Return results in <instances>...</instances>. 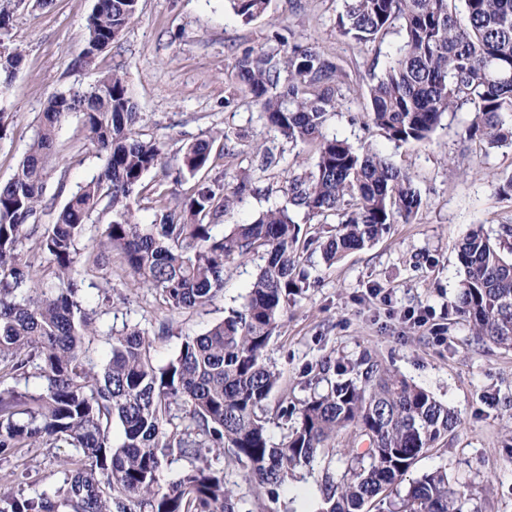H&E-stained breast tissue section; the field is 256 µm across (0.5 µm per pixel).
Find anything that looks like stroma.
Returning a JSON list of instances; mask_svg holds the SVG:
<instances>
[{
	"instance_id": "35a3bbf8",
	"label": "stroma",
	"mask_w": 512,
	"mask_h": 512,
	"mask_svg": "<svg viewBox=\"0 0 512 512\" xmlns=\"http://www.w3.org/2000/svg\"><path fill=\"white\" fill-rule=\"evenodd\" d=\"M95 0H52L39 5L23 0L15 10L8 38L24 54L10 97L0 102L9 116V134L0 140V182L13 175L32 141L37 116L48 99L72 88H86L101 73H125L139 106L137 130L160 142L168 158L181 147L207 136L215 171L225 186L250 173L257 190L219 218L216 233L284 204L286 180L313 171L315 149L294 147L274 137L235 77L236 64L248 49L274 52L273 32L309 45L337 62L350 76L343 99L326 124L328 135L354 146L372 145L410 173L422 198L416 218L393 224L371 247L345 256L335 265L320 254H304L307 286L291 297L268 358L282 374L267 409L268 432L280 441L287 432L275 416L282 401L304 399L309 368L324 359L353 362L371 355L394 373L447 404L462 424L445 435L416 463L420 476L438 467L471 483L479 512H512V350L476 341L468 323L450 304L459 292L463 271L457 246L473 228L497 236L512 224V199L495 190L497 177L512 174V147L487 148L462 139L472 117L468 109L445 115L430 140L395 144L363 123L367 87L390 61L401 35L392 27L374 44L341 36L336 14L341 0H269L265 14L242 22L227 0H139V10L112 48L94 66H76L88 34ZM231 139H222V132ZM259 143L280 154L279 166L260 170L252 153ZM57 164L50 172L37 221L54 223L69 191L101 169L103 159L86 138L82 118L69 114L54 144ZM141 216L152 221L167 207L190 197L191 178L150 172L144 179ZM261 260L251 255L226 264L224 290L201 309L171 312L153 290L131 288L120 257L103 260L111 275L94 278L82 296L86 308L100 312L95 356L109 349L106 330L166 321L171 333L155 343V361L165 364L185 337L196 336L239 307ZM67 448H32L21 458L0 459V490L31 495L51 491L62 478ZM318 472H301L281 495L289 512H318Z\"/></svg>"
}]
</instances>
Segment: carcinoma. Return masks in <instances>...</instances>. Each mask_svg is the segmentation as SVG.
I'll return each instance as SVG.
<instances>
[{"instance_id":"carcinoma-1","label":"carcinoma","mask_w":512,"mask_h":512,"mask_svg":"<svg viewBox=\"0 0 512 512\" xmlns=\"http://www.w3.org/2000/svg\"><path fill=\"white\" fill-rule=\"evenodd\" d=\"M462 2L458 11L456 2ZM16 0H0V102L10 94L23 53L5 42ZM139 0H96L87 45L78 61L90 67L121 36ZM245 23L265 14L268 0H229ZM404 37L365 91L367 121L394 143L426 141L442 118L469 106L462 137L488 148L512 145V0H344L339 33L373 43L394 21ZM277 53L247 50L236 79L271 131L317 148L315 170L288 180V204L213 234V219L255 193L246 173L228 189L210 178L211 142L181 149L177 173L198 179L194 195L144 224L138 196L145 176L169 167L162 146L136 131L138 104L126 76L102 74L85 90L52 97L17 170L0 184V383L28 377L43 387H0V459L26 448H72L53 493L25 497L0 492V512H253L224 469V457L279 512L281 491L302 470L322 466L320 512H467L470 485L439 467L401 483L430 448L461 420L426 390L366 355L349 365L324 361L307 384L325 381L299 405L280 406L295 419L279 443L268 435L267 401L281 373L266 352L279 333L290 296L303 289L298 270L297 216H334L336 232L313 240L331 266L373 245L397 218L410 221L422 205L412 176L370 146L354 148L325 133L348 75L313 47L273 35ZM72 112L104 156L100 172L70 192L55 223L33 224L54 168L57 130ZM112 214L92 232L94 215ZM492 238L482 227L459 243L464 272L452 309L479 342L512 349V259L503 255L512 227ZM34 242L46 265L24 260ZM262 253L264 264L246 302L197 336H188L168 362H155L154 337L138 324L109 334L104 359L92 353L96 312L83 306L81 254L120 255L128 285L151 288L172 312L209 305L224 288V265ZM338 379H327L330 370ZM350 434L338 464L331 445ZM190 460L177 480L162 485L170 457Z\"/></svg>"}]
</instances>
